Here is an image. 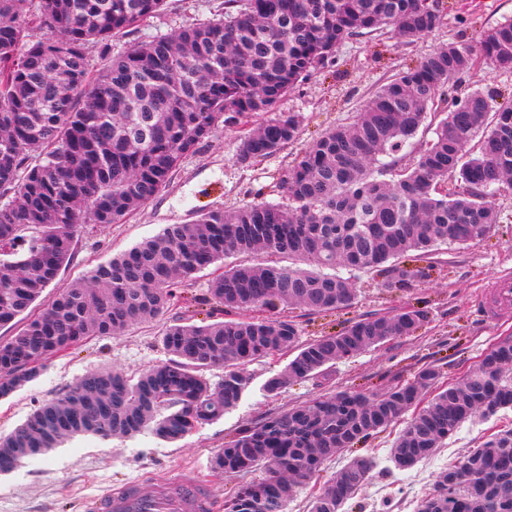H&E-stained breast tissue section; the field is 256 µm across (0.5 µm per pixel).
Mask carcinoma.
<instances>
[{"label": "carcinoma", "mask_w": 512, "mask_h": 512, "mask_svg": "<svg viewBox=\"0 0 512 512\" xmlns=\"http://www.w3.org/2000/svg\"><path fill=\"white\" fill-rule=\"evenodd\" d=\"M166 0H0V325L23 315L71 258L84 224H117L150 202L226 114L275 112L315 70L336 62L345 41L389 27L400 39L443 25V0H224V15L135 42L113 55L112 39L159 15ZM45 30L37 41L30 29ZM101 47L89 71L85 49ZM482 64L512 71V20L475 45L448 42L380 86L362 112L313 141L283 180L288 206L258 203L199 214L94 268L0 341V398L35 379L45 363L94 336L120 335L162 319L178 288L227 259L210 283L231 317L205 325L174 319L162 341L171 355L130 378L111 370L81 376L0 436V473L46 455L66 439L133 437L173 443L237 406L246 366L295 352L269 380L277 394L326 366L387 339L409 336L428 311L408 308L352 322L301 343L281 310L335 311L356 297L353 280L377 271L411 290L425 275L403 258L488 238L498 223L490 199L512 173V104L494 107L460 78ZM436 104L442 119L404 153ZM298 122L281 114L239 138L246 163L292 141ZM289 261L286 266L283 261ZM499 367L476 366L444 385L425 368L378 395L341 391L266 419L224 445L214 467L263 476L243 483L224 512H286L293 489L345 448L411 417L391 448L409 469L431 457L478 413L512 408V345ZM221 369L210 382L204 372ZM373 461L345 465L310 512H342L371 477ZM512 512V431L471 449L439 476L418 512Z\"/></svg>", "instance_id": "1"}]
</instances>
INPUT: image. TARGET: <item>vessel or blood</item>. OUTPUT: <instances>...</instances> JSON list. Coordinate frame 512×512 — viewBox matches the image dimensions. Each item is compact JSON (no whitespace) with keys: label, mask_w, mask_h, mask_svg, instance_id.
<instances>
[{"label":"vessel or blood","mask_w":512,"mask_h":512,"mask_svg":"<svg viewBox=\"0 0 512 512\" xmlns=\"http://www.w3.org/2000/svg\"><path fill=\"white\" fill-rule=\"evenodd\" d=\"M512 310V274L499 275L487 302L486 320ZM90 512H212L214 503L199 485L184 481L165 492H144L137 484L108 491L88 503Z\"/></svg>","instance_id":"b4317fda"}]
</instances>
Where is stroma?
Wrapping results in <instances>:
<instances>
[{
  "label": "stroma",
  "mask_w": 512,
  "mask_h": 512,
  "mask_svg": "<svg viewBox=\"0 0 512 512\" xmlns=\"http://www.w3.org/2000/svg\"><path fill=\"white\" fill-rule=\"evenodd\" d=\"M453 3L454 9L444 24L420 38L404 41L378 32L345 43L335 68L314 74L282 101L281 110L295 114L299 132L273 156L251 164L238 162L239 129L256 128L267 116L259 113L240 118L238 123L221 126L200 142L147 205L117 224L83 226L72 258L46 288L41 304H48L63 287L157 235L167 225L191 222L197 212L286 202L280 184L308 144L325 130L351 121L373 91L404 64L451 40L476 43L483 30L512 20V0ZM223 10L224 0H167L161 15L131 32L127 39L113 41L112 50L120 52L126 43L150 40L214 18ZM378 43L387 47L380 57L374 53ZM496 208L499 224L495 234L474 247L441 249L432 257L434 270L412 292L389 290L383 287L381 277L362 273L355 281L357 298L350 307L327 313L302 308L292 311L302 341L309 342L336 333L352 321L413 305L430 313L429 323L414 336L387 340L306 381L288 385L276 395L268 393L266 383L285 368L287 357L277 355L253 362L247 367L250 385L237 406L175 443L163 442L148 431L130 438L69 439L48 455L24 461L12 472L0 474V512H79L80 503L106 490H117L131 482L153 489L180 476L193 477L207 487L213 499L221 501L242 478L215 470L217 454L230 437L260 423L266 415L333 390L381 392L412 380L428 366L439 371L442 382L460 381L496 342L512 336V315L492 324L484 320L477 305L491 276L500 268L512 269V190L501 192ZM223 271V265L217 264L183 284V305L196 320L222 316L221 307L210 297L208 284ZM161 332L162 325L157 322L133 328L122 336H97L48 362L36 379L9 398L0 399V436L12 432L38 405L63 396L91 369L106 368L135 376L167 361ZM404 426V421H397L387 432L327 461L318 479L296 489L287 512H309L322 481L332 478L357 456L373 458L376 466L370 480L344 505L343 512H418L439 472L491 434L512 429V408L490 416L476 415L433 456L399 470L390 461V449Z\"/></svg>",
  "instance_id": "1"
}]
</instances>
